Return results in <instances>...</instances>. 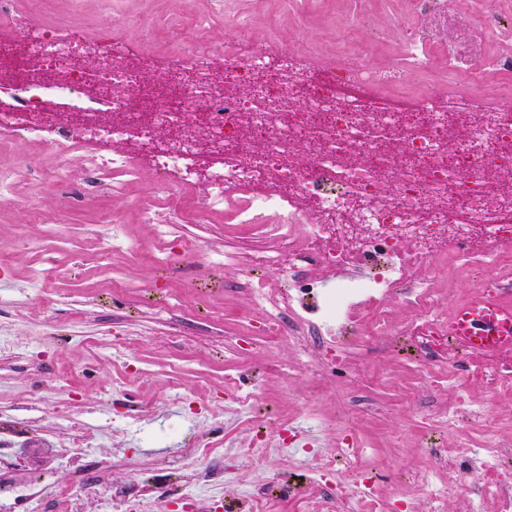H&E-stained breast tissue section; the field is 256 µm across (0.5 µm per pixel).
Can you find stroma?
<instances>
[{
  "instance_id": "obj_1",
  "label": "stroma",
  "mask_w": 512,
  "mask_h": 512,
  "mask_svg": "<svg viewBox=\"0 0 512 512\" xmlns=\"http://www.w3.org/2000/svg\"><path fill=\"white\" fill-rule=\"evenodd\" d=\"M159 8L158 0H123L112 15V26L123 32L129 47L162 50L164 37L152 25ZM239 8L248 20L245 32L217 16L199 33V40L211 51H219L227 38L260 41L272 25L290 44L310 41L329 46L342 33L339 25L327 20L332 9L327 0H315L293 16L283 0H240ZM405 11V0L366 4L368 27L386 34L383 43L365 51L368 62H391V47L398 37L397 29L390 26L391 16ZM132 14L138 16V24H129ZM150 192V185L143 183L126 199L88 193L74 203L49 183L38 200L41 220L36 224L0 199V246H12L21 234L38 244L37 249L15 252L11 271L0 273V296L13 301L0 318L9 324L15 339L40 343L29 355L0 359V411L23 408L34 396L47 408L41 420L23 428L16 439V453H33V461L0 473V512H9L16 491L25 484L38 482L50 489L69 472L59 448L68 437L70 423L54 412L62 404L80 406L81 442L87 457L101 459L112 449L122 448L162 482L182 467L179 449L194 435H211L231 452L249 440L250 429L225 418V402L237 382L255 373H285L289 392L257 407L255 420L269 426L283 410L298 412L300 427L325 452L333 451L336 430H353L363 448V463L380 483L398 479L422 464L419 449L400 455L394 447L419 438L428 417L447 409L458 392H465L474 405L484 404L486 393L475 365L463 366L453 387L437 395L419 364L382 342L363 351L369 364L364 378H354L343 369L333 375H302L301 361L288 341L246 334L233 320V313L250 307L243 292L228 298L231 315L227 318L197 310L188 300L169 312L153 313L150 305L167 288L171 273L152 263L147 253L155 225L140 223L132 210L133 198ZM112 216L125 220L124 231L134 248L117 254L111 266L88 264L86 258L108 234ZM31 266L62 271V278L54 283L62 299L53 309H45L37 300L25 274ZM115 272L120 275L119 285L96 291V284L108 281ZM126 336L137 341L136 355L128 363L112 356L113 343ZM245 337L252 343L243 355L237 344ZM359 391L372 407L357 414L347 403ZM303 465V460L291 458L288 452H271L262 470L241 467L236 482L214 477L212 486L193 500L192 512H211L214 500L233 497Z\"/></svg>"
}]
</instances>
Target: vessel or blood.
Here are the masks:
<instances>
[{"label": "vessel or blood", "instance_id": "vessel-or-blood-1", "mask_svg": "<svg viewBox=\"0 0 512 512\" xmlns=\"http://www.w3.org/2000/svg\"><path fill=\"white\" fill-rule=\"evenodd\" d=\"M448 334L469 350L490 355L512 351V303L502 295L471 293L448 318Z\"/></svg>", "mask_w": 512, "mask_h": 512}]
</instances>
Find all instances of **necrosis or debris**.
Listing matches in <instances>:
<instances>
[{
	"instance_id": "obj_1",
	"label": "necrosis or debris",
	"mask_w": 512,
	"mask_h": 512,
	"mask_svg": "<svg viewBox=\"0 0 512 512\" xmlns=\"http://www.w3.org/2000/svg\"><path fill=\"white\" fill-rule=\"evenodd\" d=\"M413 5L391 67L344 57L320 76L313 44L283 43L273 30L257 44L225 42L215 58L194 37L210 23L194 0H181L180 15H157L167 40L160 55L131 51L112 27L111 6L90 32L0 0V59L30 63L21 78L0 77V145L22 137L56 160L49 169L34 159L0 164V194L34 221L43 185L67 186L73 163L115 197L152 181V194L136 202L141 221L154 222L162 207L183 224L222 218L236 247L202 255L203 266L237 269L234 288L247 292L266 335L298 348L304 374L342 366L364 375L358 351L387 336L439 373L433 387L446 391L466 354L448 336L434 280L453 268L477 291L512 286V55L449 43L447 0ZM16 30L33 36L18 42ZM511 30L512 11L486 0L472 36L497 41ZM440 46L447 82L467 74L464 95L422 87L402 107L385 94L426 74ZM491 72L501 81L489 95ZM161 81L176 88L175 98L134 111ZM58 103L63 111H55ZM23 181L29 192L16 193ZM270 269L279 273L274 288L265 285ZM224 288L184 280L167 288L159 309L185 298L209 308ZM397 303L409 313L400 324L390 320ZM489 415L461 403L422 433L429 462L416 470L414 487L426 512H445L451 492L468 498L470 512H512V479L501 469L512 463V441L492 433L483 447L459 449L483 474L475 486L443 440L447 427L470 428ZM253 428L255 444L238 453L239 462L261 464L270 439L281 438L285 450L310 457L308 485L281 473L255 493L222 501L221 512H263L271 502L299 512H399L398 497H378L353 433L323 455L293 419ZM133 477L134 492H117L105 471L80 465L65 492L32 484L19 495L38 512H85L88 496L104 493L113 512H130L133 502L193 500L198 489L183 471L166 488L141 471Z\"/></svg>"
}]
</instances>
